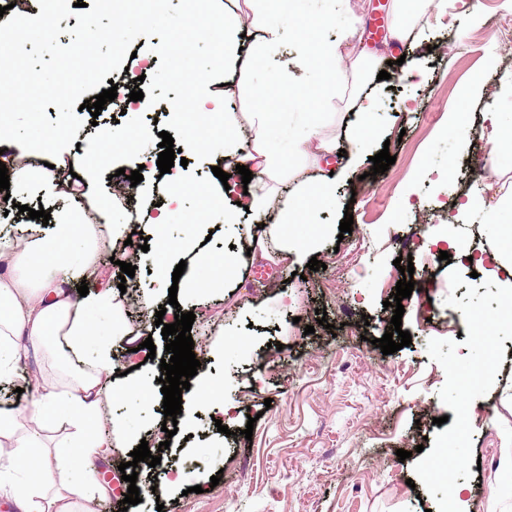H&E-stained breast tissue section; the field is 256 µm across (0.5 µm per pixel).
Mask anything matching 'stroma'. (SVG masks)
I'll return each instance as SVG.
<instances>
[{
    "label": "stroma",
    "instance_id": "1",
    "mask_svg": "<svg viewBox=\"0 0 512 512\" xmlns=\"http://www.w3.org/2000/svg\"><path fill=\"white\" fill-rule=\"evenodd\" d=\"M512 10L504 0H447L444 10H427L410 17L416 32L404 52L363 41L379 69L389 79L366 83L368 104L378 116L370 155L347 166L342 160L322 166L316 179L332 169L345 170L336 182V200L313 213L309 224L294 227L307 238L306 248L289 253L287 265H275L247 254L250 233L260 224L272 225L274 214L239 211L232 224L198 229L199 239L214 258H236V277L210 289L205 299L185 295L182 312H194L192 325L200 376L224 381V399L234 409L228 433H220L214 418L218 404L184 405L178 431L162 450L160 464L143 469L154 490L127 512H435L437 503L423 483L414 479L421 458L417 445L432 449L438 433L436 418L448 409L438 393L446 382L443 367L431 360V339L454 340L466 333L460 310L444 307L443 299H461L466 286L450 288L448 273L462 276L486 272L460 257L445 261L433 240L447 237L471 253L487 246L483 223L486 204L494 202L499 170L512 164L488 138V112L512 113V98H502L501 85L512 83V41L498 28ZM481 70L485 92L474 99L459 86L472 70ZM226 104L236 119L240 145L253 143L257 131L250 113L264 110L252 94L263 87L277 102L272 126L287 128L296 104L308 105L311 120L323 137L340 135L341 123L327 124V112H343L347 103L327 98L320 75L306 76L293 87L282 84L270 67H253L239 59L227 78ZM456 113L463 136L448 130V115ZM76 144L64 150L68 162L97 174L96 185L77 182L104 223L123 224L132 215L155 212L162 202L161 180L150 159L159 151V134L168 118L165 103H141L134 136L119 151L89 152L106 130L93 126L88 111ZM388 150L396 161L388 171L370 175L371 155ZM223 153L200 160L189 156L178 167L177 185L184 208L208 205L223 187L212 169L223 166ZM141 170L137 206L127 213L117 203L110 180L112 170ZM353 216V231L341 235L345 214ZM185 229L173 216L169 238L149 239L148 250H135L137 284L155 305H166L167 289L155 272L160 265L186 262L196 277L206 271L190 250L178 249ZM411 257L419 288L403 299V330L410 346L383 355L375 348L392 310L391 299L402 275L394 261ZM324 262L310 270V259ZM443 308L444 320L432 317ZM326 310L327 326L317 323V310ZM314 333H306V326ZM512 396V339L504 342V359L492 389L471 404L472 453L481 459L479 477L466 480L462 512H512V476L500 471L502 437L512 429V409L502 400ZM104 409L123 416L127 433L122 446L151 438L161 413L144 407L138 396L108 400ZM256 422H249V414ZM252 427V438L242 434ZM410 451L398 459L397 450ZM181 484H173L174 476ZM219 483H211V476ZM201 493H193V486Z\"/></svg>",
    "mask_w": 512,
    "mask_h": 512
}]
</instances>
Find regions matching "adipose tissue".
I'll list each match as a JSON object with an SVG mask.
<instances>
[{"label": "adipose tissue", "instance_id": "1", "mask_svg": "<svg viewBox=\"0 0 512 512\" xmlns=\"http://www.w3.org/2000/svg\"><path fill=\"white\" fill-rule=\"evenodd\" d=\"M300 0H248L254 38L243 43L233 24L224 26V57L232 60L245 54L259 65L275 61L288 38H297L298 51L283 63L280 78L290 83L296 72L308 70L312 54H319L325 72L323 89L328 97L348 94L352 107H359L358 93L350 92L351 81L371 76L372 64L358 56L345 66L347 50L358 39L361 20L350 0H329L327 12L319 14L311 40L297 37L302 16ZM258 130L253 150L239 147L233 130L224 133L225 171L243 165L261 178L249 191L248 206L269 208L272 196L266 179L293 185L288 204L277 215L276 230L283 233V251L298 246L299 240L287 235V228L306 224L314 207L332 198L331 185L313 182L300 162H319L335 156L339 138L322 137L300 111L288 126L287 140L270 129L269 115H251ZM25 144L0 130V159L9 161L11 188L44 187L52 194L66 193V186L55 183L43 169L13 164L15 154ZM489 227V251L477 258L486 266L503 293L512 296V185L484 213ZM98 227L86 217L82 203L62 214L50 230L33 226L22 241L0 240V382L22 380L27 398L24 405L0 409V498L12 502L15 512H77V499L92 502L110 496L111 488L100 480L103 463L116 449L114 438L123 433L122 418L101 422V398L128 392L131 382H118L119 366L112 343L124 338L121 308L111 285L104 284L87 296L74 295L69 287L79 270L98 265ZM201 265L211 270L208 282L190 276L173 280L170 268L157 272L162 287L203 295L205 287L223 284L235 276L237 266L227 259L218 263L209 255H197ZM108 313L107 328H100L95 313ZM63 336L70 351L86 344L95 348L94 368L79 373L67 388L48 379L42 368H31V360L41 354L45 339ZM63 430L54 446H47L38 431L47 426Z\"/></svg>", "mask_w": 512, "mask_h": 512}]
</instances>
